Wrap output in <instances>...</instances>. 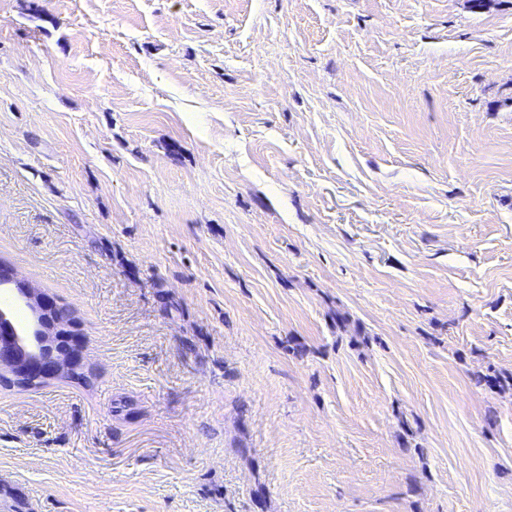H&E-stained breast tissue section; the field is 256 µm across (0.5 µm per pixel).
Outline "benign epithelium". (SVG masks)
<instances>
[{
  "label": "benign epithelium",
  "mask_w": 512,
  "mask_h": 512,
  "mask_svg": "<svg viewBox=\"0 0 512 512\" xmlns=\"http://www.w3.org/2000/svg\"><path fill=\"white\" fill-rule=\"evenodd\" d=\"M9 292L14 307L26 313L17 320L15 312L0 308V376L33 386L44 379L77 373L69 349L48 351L55 336H77L79 325L73 315L49 316L54 308L46 297L18 277L16 271L0 262V292Z\"/></svg>",
  "instance_id": "obj_1"
}]
</instances>
